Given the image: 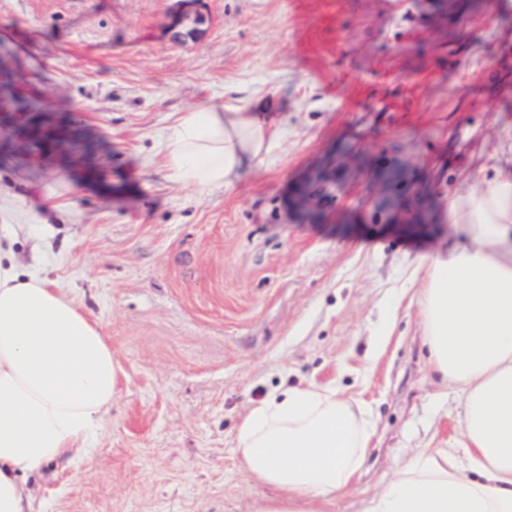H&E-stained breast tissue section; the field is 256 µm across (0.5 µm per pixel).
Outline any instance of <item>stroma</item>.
<instances>
[{
    "label": "stroma",
    "instance_id": "35a3bbf8",
    "mask_svg": "<svg viewBox=\"0 0 512 512\" xmlns=\"http://www.w3.org/2000/svg\"><path fill=\"white\" fill-rule=\"evenodd\" d=\"M171 0H0V195L26 269L101 324L123 371L91 447L31 483L47 512H253L236 449L248 410L314 385L361 400L362 512L416 448H457L419 303L448 200L512 145V0H436L373 78L383 0H205L170 41ZM276 109L263 165L199 196L163 144L202 105ZM392 320L385 338L379 324ZM174 15L168 27V36L175 43L197 41L205 33L208 15L200 6L203 0H174Z\"/></svg>",
    "mask_w": 512,
    "mask_h": 512
}]
</instances>
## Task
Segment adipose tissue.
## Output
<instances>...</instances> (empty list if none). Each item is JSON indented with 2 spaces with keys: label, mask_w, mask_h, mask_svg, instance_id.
Returning a JSON list of instances; mask_svg holds the SVG:
<instances>
[{
  "label": "adipose tissue",
  "mask_w": 512,
  "mask_h": 512,
  "mask_svg": "<svg viewBox=\"0 0 512 512\" xmlns=\"http://www.w3.org/2000/svg\"><path fill=\"white\" fill-rule=\"evenodd\" d=\"M277 133L266 108L181 114L164 147L168 179L204 194L259 167ZM478 188L448 201L462 238L442 242L421 291L433 371L453 395L463 447L420 448L363 512H512V146L488 155ZM122 369L99 322L17 261L0 233V512H38L30 478L72 461L96 434ZM364 404L288 387L253 405L236 435L259 512H315L359 475Z\"/></svg>",
  "instance_id": "ef3b65f1"
}]
</instances>
